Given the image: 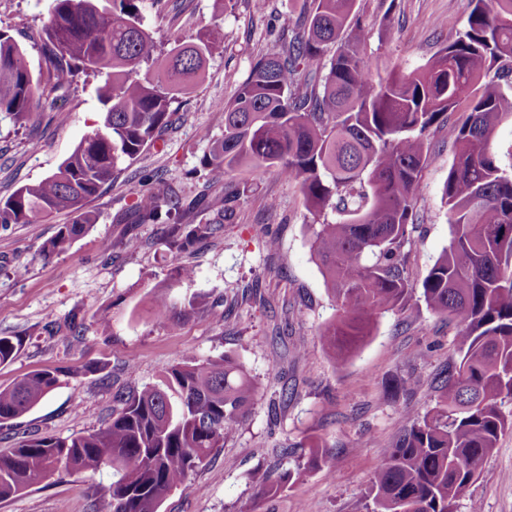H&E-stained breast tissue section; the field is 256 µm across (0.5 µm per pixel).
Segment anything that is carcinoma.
Wrapping results in <instances>:
<instances>
[{"label":"carcinoma","mask_w":512,"mask_h":512,"mask_svg":"<svg viewBox=\"0 0 512 512\" xmlns=\"http://www.w3.org/2000/svg\"><path fill=\"white\" fill-rule=\"evenodd\" d=\"M143 0H53L40 38L46 72L34 73L22 46L0 30V114L23 124L35 103L96 75L103 127L88 133L57 170L0 200V224H29L60 212L71 222L42 247L49 259L67 251L96 216L98 196L172 124L170 107L205 77L223 40L215 28L164 55L143 27ZM357 0H303V27L282 33L260 56L234 100L223 106L224 133L210 137L201 159L205 183L224 193L190 200L212 214L189 231L173 222L184 198L157 180L132 209L122 248L141 246L138 224H159L169 249L186 251L235 223L237 203L253 185L229 177L244 165L275 168L299 186L311 216L312 251L336 303L322 336L343 364L372 335L379 313L403 311L416 285L428 308L456 321L459 362L439 381L435 405L407 412L401 436L383 452L365 512H454L482 462L512 428V150L502 159L494 133L512 117V0H470L464 30L424 65L383 77L362 48ZM145 74H140L141 69ZM468 110L452 121L460 103ZM444 132L454 149L444 182L451 241L429 270L414 276L417 198L431 151ZM420 283H415V280ZM207 304L196 294L183 307L165 292L152 297L160 324L189 320ZM22 346L0 336V364ZM58 372L33 371L0 387V428L27 413L58 385ZM256 392L229 355H185L159 384L116 396L104 426L77 437L32 438L0 454V500L41 484L52 472L112 471L108 512H159L194 470L236 433ZM303 467L273 479L258 472L265 496Z\"/></svg>","instance_id":"carcinoma-1"}]
</instances>
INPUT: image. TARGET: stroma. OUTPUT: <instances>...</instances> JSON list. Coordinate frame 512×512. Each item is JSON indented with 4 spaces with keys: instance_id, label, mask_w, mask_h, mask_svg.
I'll return each instance as SVG.
<instances>
[{
    "instance_id": "1",
    "label": "stroma",
    "mask_w": 512,
    "mask_h": 512,
    "mask_svg": "<svg viewBox=\"0 0 512 512\" xmlns=\"http://www.w3.org/2000/svg\"><path fill=\"white\" fill-rule=\"evenodd\" d=\"M52 0H0V29L26 50L32 69L44 66L35 35L50 17ZM302 0H178L158 9L144 0L145 29L162 49L204 28L221 27L224 40L206 77L173 103L178 119L155 147L144 150L112 185L91 201L93 227L50 260L42 245L70 214L0 227V335L19 336L17 356L0 365V386L26 373L59 370L57 388L31 411L0 428V452L40 436H74L112 417L116 396L153 385L189 352L227 354L257 384L235 437L171 492L161 512H361L373 473L406 426L405 411L429 408L437 377L459 357L456 325L412 298L405 314L377 315L373 332L345 363L335 364L319 332L336 316L311 250L309 214L295 183L268 171L254 192L241 197L234 223L191 251L169 250L154 224L135 229L141 247L104 257L102 242H121L123 222L155 174L182 191L200 193L195 176L209 137L224 131L222 106L236 95L253 62L271 51L283 28H295ZM367 19L363 48L381 65L410 71L425 64L461 31L469 0H359ZM96 78L74 84L43 103L25 125L0 116V199L56 171L79 142L102 127L104 108ZM66 112L60 122L56 112ZM453 150L444 133L433 138V155L422 173L411 262L424 275L451 239L441 200ZM190 265L193 279L173 282L174 267ZM168 292L174 303L195 293L211 306L190 321L159 325L150 299ZM107 308L108 327L96 311ZM77 321L78 332L67 325ZM414 379L391 394L390 383ZM294 394L282 400L283 387ZM326 447L325 465L306 471L272 496L257 495L253 477L295 469L310 440ZM111 472L94 476L62 471L43 484L3 501L0 512H106ZM512 512V429L501 436L479 476L463 492L457 512Z\"/></svg>"
}]
</instances>
